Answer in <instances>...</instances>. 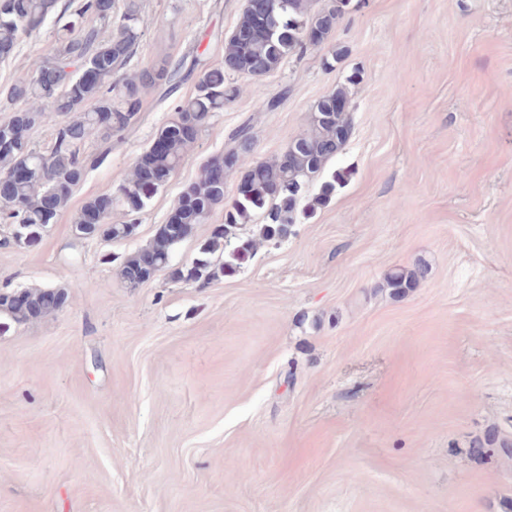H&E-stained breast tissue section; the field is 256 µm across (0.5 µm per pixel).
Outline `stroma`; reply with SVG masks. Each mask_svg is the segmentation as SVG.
Listing matches in <instances>:
<instances>
[{
    "mask_svg": "<svg viewBox=\"0 0 512 512\" xmlns=\"http://www.w3.org/2000/svg\"><path fill=\"white\" fill-rule=\"evenodd\" d=\"M140 4L133 73L220 66L244 0ZM60 25L0 61V111ZM342 84L351 132L328 168L345 182L312 218L205 287L165 271L127 286L124 260L238 126L255 148L225 174L228 202ZM194 86L145 89L135 125L90 137L96 163L38 244L0 225V290L68 296L0 318V512H512V458L471 452L491 430L512 440V0H352L326 44L207 120L135 236L75 240L82 205ZM420 263L427 278L393 294L387 275ZM24 293L26 300L28 301V308L19 309L15 306L14 300L12 299L13 292L11 291H0V316H5L10 320L18 323L31 321L38 319L45 314L54 311L61 307L65 303L66 296L63 292L54 289H25L20 290ZM50 292L58 293L60 306L52 305L47 302V295Z\"/></svg>",
    "mask_w": 512,
    "mask_h": 512,
    "instance_id": "1",
    "label": "stroma"
}]
</instances>
